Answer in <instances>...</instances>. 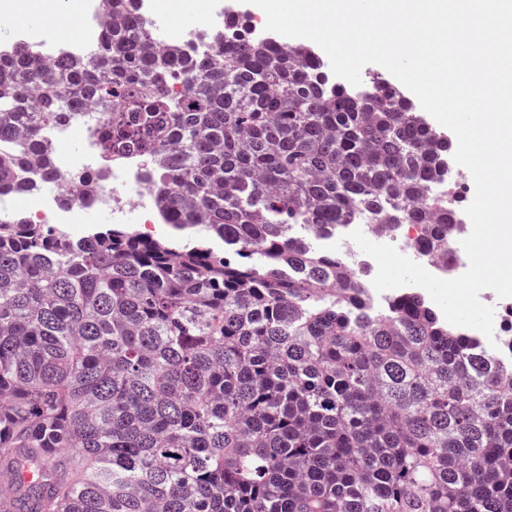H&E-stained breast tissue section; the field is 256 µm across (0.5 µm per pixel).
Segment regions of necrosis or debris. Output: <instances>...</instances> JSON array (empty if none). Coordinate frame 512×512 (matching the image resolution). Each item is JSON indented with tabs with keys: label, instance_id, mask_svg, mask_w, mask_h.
<instances>
[{
	"label": "necrosis or debris",
	"instance_id": "obj_1",
	"mask_svg": "<svg viewBox=\"0 0 512 512\" xmlns=\"http://www.w3.org/2000/svg\"><path fill=\"white\" fill-rule=\"evenodd\" d=\"M173 5V0H139L138 10L162 44L180 47L185 53L197 50L202 37L224 22L223 0H211L207 14L191 30L171 23ZM108 15L105 0H72L66 11L44 12L43 22L38 28L16 24L13 40L36 46L42 57L50 61L80 56L96 39ZM61 28L71 30V38L55 39V32ZM94 118V113L86 112L71 123L52 129L54 144L66 143L77 136L83 140L84 150L67 153L58 159L61 179L54 186L40 187V172L31 171L28 178L35 182V189L0 197V216L10 215L19 206L28 210L42 224H81L92 212L106 214L117 224L125 223L132 217L148 215L153 186L143 179L145 160L136 155H116L112 159H104L98 146V127ZM94 173L99 176L98 187L93 191L86 190V178ZM356 229L362 230L372 242L395 246L436 277L452 279L468 268L467 261L457 258L449 260L434 253L421 252L417 247L419 225L401 224L390 229L371 223L358 211L352 214L347 224L339 226L335 235H321L306 226L301 227L300 233L320 250L336 254L352 269H364L369 275H376L375 260L363 253L349 238Z\"/></svg>",
	"mask_w": 512,
	"mask_h": 512
}]
</instances>
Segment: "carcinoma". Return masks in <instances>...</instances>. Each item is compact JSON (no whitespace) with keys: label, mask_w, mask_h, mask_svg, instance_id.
Masks as SVG:
<instances>
[{"label":"carcinoma","mask_w":512,"mask_h":512,"mask_svg":"<svg viewBox=\"0 0 512 512\" xmlns=\"http://www.w3.org/2000/svg\"><path fill=\"white\" fill-rule=\"evenodd\" d=\"M106 2L83 58L0 54V192L57 182L49 130L91 106L174 235L0 217V512H512V368L291 235L358 208L440 249L448 138L242 14L188 56Z\"/></svg>","instance_id":"1"}]
</instances>
